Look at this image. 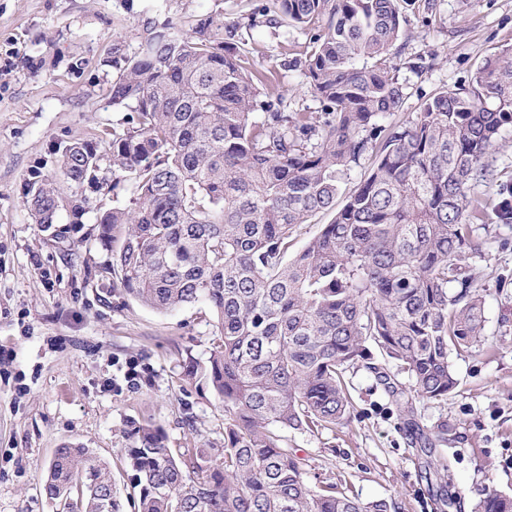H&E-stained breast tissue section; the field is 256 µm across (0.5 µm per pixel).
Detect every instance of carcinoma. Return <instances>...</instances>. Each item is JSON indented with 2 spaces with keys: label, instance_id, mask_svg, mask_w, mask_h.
I'll return each mask as SVG.
<instances>
[{
  "label": "carcinoma",
  "instance_id": "obj_1",
  "mask_svg": "<svg viewBox=\"0 0 512 512\" xmlns=\"http://www.w3.org/2000/svg\"><path fill=\"white\" fill-rule=\"evenodd\" d=\"M273 4L272 22L308 31L283 67L302 71L321 112H283V99H268L249 51L224 41L223 16L187 32L147 17L136 51L116 45L109 60L119 73L106 98L130 110L123 127L69 143L58 175L24 186L32 222L48 230L61 210L78 218L87 204L62 195L57 178L114 197L130 182L135 207L99 220L112 274L155 310L204 301L216 317L207 363L190 361L185 376L206 379L224 407V453L174 451L138 426L127 453L137 512H394L385 499L312 484L285 432L347 422L344 373L364 363L423 447L444 446L454 426H421L414 405L447 401L458 385L451 352L484 336L485 289L463 249L482 254L474 226L512 224V179L497 180L488 163L512 126V48L393 124L407 98L390 61L407 22L400 0ZM366 154L371 168L336 207ZM487 181L490 201L474 192ZM328 213L293 252L303 225ZM44 491L59 512H120L106 464L81 445L57 449ZM473 512H512V493L487 487Z\"/></svg>",
  "mask_w": 512,
  "mask_h": 512
}]
</instances>
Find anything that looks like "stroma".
Listing matches in <instances>:
<instances>
[{
	"mask_svg": "<svg viewBox=\"0 0 512 512\" xmlns=\"http://www.w3.org/2000/svg\"><path fill=\"white\" fill-rule=\"evenodd\" d=\"M270 0H0V512H56L44 477L57 448L80 444L106 462L122 504L135 493L126 450L134 426L158 428L170 448H223L224 409L204 381L188 380V360L206 362L214 315L205 302L152 309L106 274L112 248L98 217L118 198L85 189L81 221L60 212L52 230L33 224L23 190L34 170L50 174L63 146L119 126L125 109L104 96L116 73L113 46L132 53L144 8L158 21L188 24L224 17V33L245 42L259 70L272 73L271 97L285 111L317 112L300 71L281 69L305 32L270 25ZM394 47L396 77L408 98L397 121L441 89L467 81L490 54L512 45V0H412ZM425 56L429 69L411 68ZM83 59L81 70L71 67ZM39 62L38 73L26 69ZM482 255H466L486 290L483 345L452 354L459 380L445 402L420 403L421 424L448 421L456 438L446 451L447 477L429 473L427 457L363 365L346 381L350 423L315 432L288 431V445L311 477L336 482L367 502L387 499L397 512H437L433 491L457 495L456 512H472L486 486L512 490V224L478 229ZM136 364L138 376L124 373Z\"/></svg>",
	"mask_w": 512,
	"mask_h": 512,
	"instance_id": "obj_1",
	"label": "stroma"
}]
</instances>
